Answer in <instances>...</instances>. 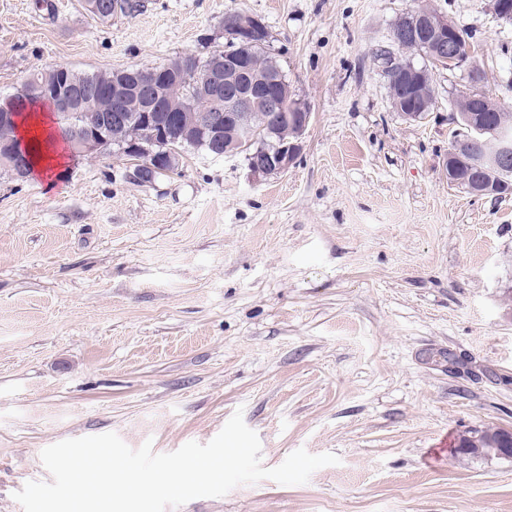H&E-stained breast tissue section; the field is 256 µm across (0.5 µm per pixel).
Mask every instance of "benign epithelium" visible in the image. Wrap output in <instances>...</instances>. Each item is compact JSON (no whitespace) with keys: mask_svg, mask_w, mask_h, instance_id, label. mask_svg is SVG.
<instances>
[{"mask_svg":"<svg viewBox=\"0 0 512 512\" xmlns=\"http://www.w3.org/2000/svg\"><path fill=\"white\" fill-rule=\"evenodd\" d=\"M458 28L447 16L430 10L406 16L390 33V44L412 40L424 46L435 65L442 69H460L468 54L456 40ZM225 44L210 58L208 65L197 69L191 55L184 57L183 78L201 87L208 107L199 112L176 115L161 96L165 72L155 68H129L112 72V83L104 89L112 99V111H81L86 96L85 85L64 78L67 69L60 67V80L42 86L39 100L55 114L70 118L66 142L71 156H97L112 148L135 159L128 161L131 178L151 184L159 176L175 172L173 143L198 138L215 157L245 154L255 176L288 171L302 149V137L311 121V112L300 108L287 112L284 105L292 98L288 81L282 73L267 67L254 71L246 65L250 47L269 39V32L256 16L240 14L224 29ZM401 83L400 115L419 121L434 101L431 74L426 68H405L397 76ZM136 92L142 111L134 115L125 111L130 92ZM29 105L16 99L0 107V127L19 128L27 117ZM448 120L457 125L448 149V183L476 196H499L512 191L500 174L512 171V123L499 122L485 139V154L494 162L495 171L482 167L464 168L457 164L462 155L479 142L483 130L473 124L461 125L455 114ZM273 137L271 146L256 145L261 129ZM0 165L25 176L24 161L8 145L0 146Z\"/></svg>","mask_w":512,"mask_h":512,"instance_id":"7a95c632","label":"benign epithelium"}]
</instances>
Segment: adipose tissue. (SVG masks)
I'll list each match as a JSON object with an SVG mask.
<instances>
[{"mask_svg": "<svg viewBox=\"0 0 512 512\" xmlns=\"http://www.w3.org/2000/svg\"><path fill=\"white\" fill-rule=\"evenodd\" d=\"M23 140H37L41 145L38 155L32 159L31 171L39 178L56 185L58 177L67 165V147L58 130L53 129L45 106H36L33 115L19 129Z\"/></svg>", "mask_w": 512, "mask_h": 512, "instance_id": "ef3b65f1", "label": "adipose tissue"}]
</instances>
